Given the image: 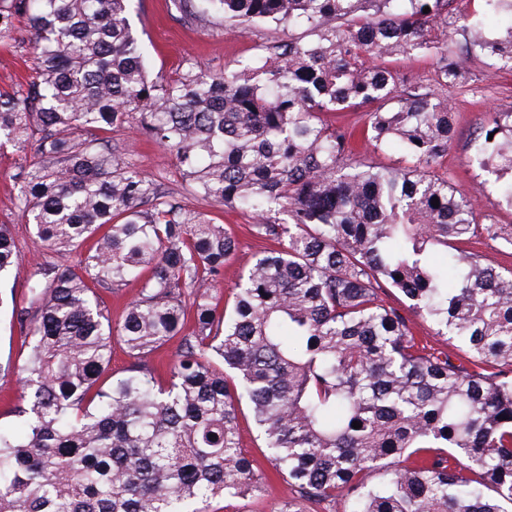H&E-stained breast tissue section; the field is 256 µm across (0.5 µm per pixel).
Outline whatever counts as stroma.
Returning a JSON list of instances; mask_svg holds the SVG:
<instances>
[{"label":"stroma","instance_id":"35a3bbf8","mask_svg":"<svg viewBox=\"0 0 512 512\" xmlns=\"http://www.w3.org/2000/svg\"><path fill=\"white\" fill-rule=\"evenodd\" d=\"M130 19L143 43L151 64V74L166 79L179 75L185 60H192L202 71L218 72L233 66L235 60L253 54L257 45L273 38L265 26L241 31L221 17L187 22L171 4V0H131ZM448 102L455 114V137L442 161L453 187L466 194L477 219L492 218L499 224H512V207L500 202L472 157L471 140L479 133L492 112H512V73H492L478 60L467 62L463 83L449 88ZM360 112L338 113L339 124L354 130L355 161L381 168L405 166L407 155L400 148H374L359 137ZM108 138L118 153L127 155L145 173L159 181L162 190L179 195L192 209L204 212L224 224L236 237L238 248L224 266V301L232 303L233 289L241 269L246 267L265 241L252 235L250 215L229 209L187 190L176 167L173 151L148 139L137 121H129L109 133ZM22 158L11 146L0 149V222L9 224L21 252V260L0 279V363L19 366L28 357L23 339L27 332L19 321L21 311L30 307L29 283L36 264L60 267L76 265L80 253L62 255L47 249L34 238L31 227L18 212L15 173ZM238 427L243 448L251 454L255 466L267 472L272 485L269 497L258 500H211L208 512H277L283 501L297 498V489L272 471L262 450V439L254 424L249 404L238 410Z\"/></svg>","mask_w":512,"mask_h":512}]
</instances>
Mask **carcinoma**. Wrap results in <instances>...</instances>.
Returning a JSON list of instances; mask_svg holds the SVG:
<instances>
[{"mask_svg": "<svg viewBox=\"0 0 512 512\" xmlns=\"http://www.w3.org/2000/svg\"><path fill=\"white\" fill-rule=\"evenodd\" d=\"M456 2L172 0L186 20L208 10L243 32L305 31L220 73L188 61L167 81L151 76L128 0H0V38L35 50L26 85L0 92V147L30 155L15 174L19 211L48 249L88 245L78 269L41 265L29 285L30 352L16 370L26 431L0 427V512H206L191 505L263 498L239 438L243 399L273 466L310 501L512 512V269L461 247L484 237L512 250V224L479 223L435 172L454 137L443 91L474 58L512 71V0H483L511 21L496 37L458 24ZM395 55L433 57L438 89L385 65ZM368 106L362 135L400 145L412 165L350 161L353 133L323 116ZM134 115L176 151L194 193L251 213L272 243L229 311L232 233L98 138ZM473 149L512 207V112L493 113ZM18 260L0 224V276ZM129 281L139 292L114 321L96 289ZM383 282L400 305L379 300ZM416 316L494 372L427 350ZM175 338L160 382L146 358ZM116 339L133 362L105 382Z\"/></svg>", "mask_w": 512, "mask_h": 512, "instance_id": "1", "label": "carcinoma"}]
</instances>
